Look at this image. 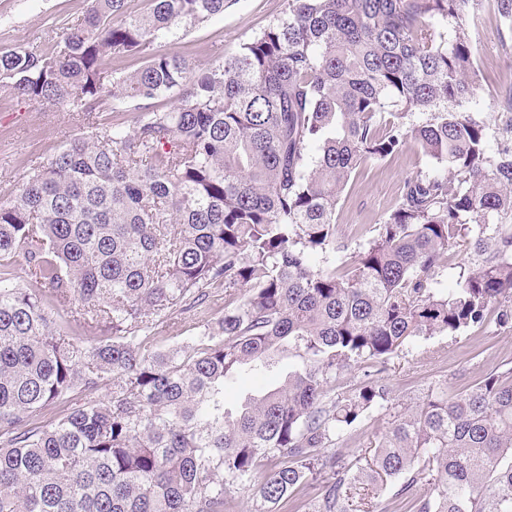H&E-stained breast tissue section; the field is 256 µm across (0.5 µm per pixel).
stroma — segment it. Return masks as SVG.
<instances>
[{"label": "stroma", "mask_w": 512, "mask_h": 512, "mask_svg": "<svg viewBox=\"0 0 512 512\" xmlns=\"http://www.w3.org/2000/svg\"><path fill=\"white\" fill-rule=\"evenodd\" d=\"M86 0H0V47L29 49L57 41L64 30L83 21ZM285 0H230L223 14L195 26L181 25L156 41L161 53H178L207 66L214 51L232 54L239 44L280 15ZM467 25L471 49L483 77L476 102L491 142H499L512 113L502 95L512 88V33L506 31L492 0H482ZM136 103L106 101L96 112L65 107H38L0 89V201L10 197L31 170L30 159L48 160L71 139L89 135L115 122L132 124ZM432 165L417 149L368 164L347 185L336 210L340 241L355 247L374 224L395 208L403 180ZM512 367V328L460 336L418 339L390 360L383 375L392 396L405 400L435 381L448 385L449 396L469 388L482 375Z\"/></svg>", "instance_id": "35a3bbf8"}]
</instances>
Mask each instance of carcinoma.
I'll return each instance as SVG.
<instances>
[{"mask_svg": "<svg viewBox=\"0 0 512 512\" xmlns=\"http://www.w3.org/2000/svg\"><path fill=\"white\" fill-rule=\"evenodd\" d=\"M149 2L88 0L63 44L0 48V87L31 104L175 100L69 141L0 202V512H236L228 484L253 512H352L390 478L403 512H512V368L412 405L379 377L418 338L512 328V225L491 222L512 213V144L472 107L464 25L482 0H286L204 68L154 43L228 0ZM129 55L145 65L108 67ZM410 143L436 173L342 259L352 174ZM456 247L467 272L432 285ZM18 255L27 288L5 285ZM214 288L224 315L161 348L156 327ZM243 371L280 379L228 408ZM375 412L372 459L336 457Z\"/></svg>", "mask_w": 512, "mask_h": 512, "instance_id": "1", "label": "carcinoma"}]
</instances>
